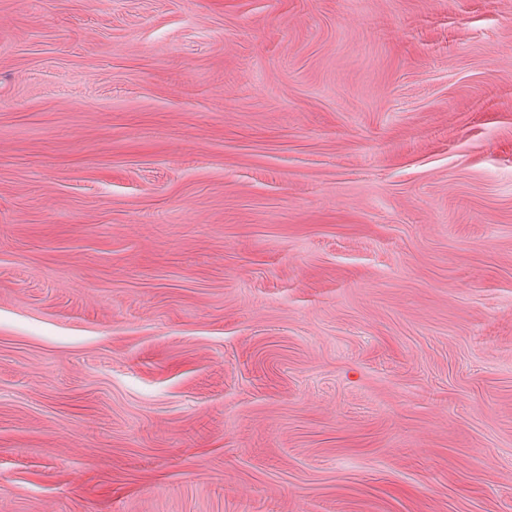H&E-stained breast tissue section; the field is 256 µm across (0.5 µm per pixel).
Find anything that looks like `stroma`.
I'll return each instance as SVG.
<instances>
[{
	"label": "stroma",
	"instance_id": "1",
	"mask_svg": "<svg viewBox=\"0 0 512 512\" xmlns=\"http://www.w3.org/2000/svg\"><path fill=\"white\" fill-rule=\"evenodd\" d=\"M0 512H512V0H0Z\"/></svg>",
	"mask_w": 512,
	"mask_h": 512
}]
</instances>
